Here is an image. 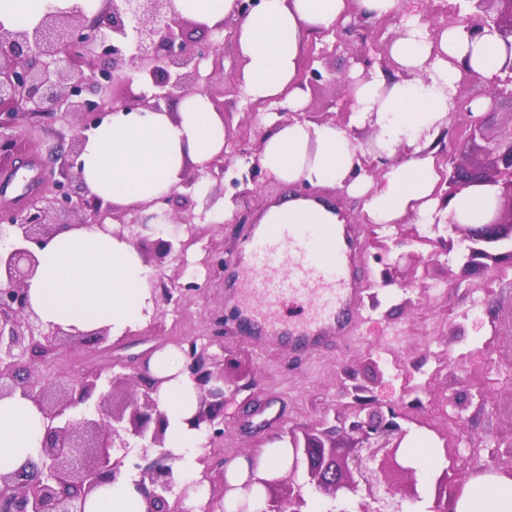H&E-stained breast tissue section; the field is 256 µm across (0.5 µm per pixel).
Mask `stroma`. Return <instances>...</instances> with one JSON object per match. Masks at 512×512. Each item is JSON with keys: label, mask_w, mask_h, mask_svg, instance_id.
<instances>
[{"label": "stroma", "mask_w": 512, "mask_h": 512, "mask_svg": "<svg viewBox=\"0 0 512 512\" xmlns=\"http://www.w3.org/2000/svg\"><path fill=\"white\" fill-rule=\"evenodd\" d=\"M393 20L354 19L332 31L311 34L303 52L304 68L325 79L305 85L303 119L349 127L358 149L376 138L374 128L350 126L347 82L352 75L378 73L396 77L389 54ZM239 59L232 39H225L219 66L204 64L200 73L222 93L229 132L223 178H210V201L231 203L228 216L198 201L172 205L179 222L162 225L164 237L185 243L181 254L159 259L151 240L132 244L148 267L154 311L147 323L105 341L83 336L78 347L67 337L55 339L51 358L34 368L49 383L55 399L89 371L116 377L113 405L139 391V376L159 349L186 347L196 341L219 355L226 379L224 434L201 448L210 480L207 512H224V464L245 453L275 446L285 432L317 434L335 417L352 418L366 402L388 403L404 415L405 446L423 441L435 460L418 468L417 488L431 505L439 484L458 495L473 475L512 469V268L492 266L466 276L457 251L447 248L440 232L410 214L395 224L372 223L364 200L329 191L340 217L363 227L360 249L368 286L356 323V340L343 350L294 353L273 342L246 343L224 315V279L216 272L269 205L306 192L305 184L286 185L262 167H249L260 154L268 119L266 105L247 100L234 80ZM472 86H465L433 146L439 175L434 195L442 197L456 147L465 135L462 112L468 111ZM23 155L46 164L48 154L68 144L72 117L21 118ZM274 400L277 426H262L258 404Z\"/></svg>", "instance_id": "stroma-1"}]
</instances>
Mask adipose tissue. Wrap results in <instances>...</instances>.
<instances>
[{
    "label": "adipose tissue",
    "instance_id": "obj_1",
    "mask_svg": "<svg viewBox=\"0 0 512 512\" xmlns=\"http://www.w3.org/2000/svg\"><path fill=\"white\" fill-rule=\"evenodd\" d=\"M401 0H262L261 6L232 31L240 68L235 80L252 101L294 112V120L270 124L259 160L285 184L345 191L364 197V209L376 224H393L408 214L429 220L438 201L437 175L429 152L448 111L449 94L464 72L484 81L498 76L506 46L496 34L470 36L451 24L431 35L421 14L402 11ZM106 0H0V26L30 29L46 15L71 8L94 16ZM176 13L199 29L223 26L234 0H174ZM357 12L373 20L395 22L389 53L402 76L355 78L350 97L352 123L371 122L380 147L393 152L410 148L405 160L391 165L380 181L358 174L357 147L348 130L332 123L297 120L306 107L300 65L307 37L336 26ZM224 117L201 94L184 96L176 111L139 109L105 118L89 134L78 161L86 186L119 207H131L179 193L187 170L205 174L226 150ZM495 201L486 187H467L448 206L460 224H485ZM264 223L335 224L336 213L294 200L271 206ZM38 267L27 284L29 303L49 327L75 332L102 328L121 336L144 324L152 309L150 273L127 239L95 224L68 228L36 252ZM148 372L158 382L156 397L169 426L167 446L176 455L179 482L192 486L184 505L205 512L208 505L204 467L196 450L203 432L186 421L199 405L198 388L185 366L182 350L153 353ZM46 420L22 395L0 399V475L36 461ZM289 449L272 447L240 456L224 467L228 490L224 512H260L263 480L283 475ZM86 512H145L146 503L132 478L102 487L85 505ZM454 512H512V476L471 477L454 504Z\"/></svg>",
    "mask_w": 512,
    "mask_h": 512
}]
</instances>
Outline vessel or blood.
<instances>
[{
  "label": "vessel or blood",
  "instance_id": "vessel-or-blood-1",
  "mask_svg": "<svg viewBox=\"0 0 512 512\" xmlns=\"http://www.w3.org/2000/svg\"><path fill=\"white\" fill-rule=\"evenodd\" d=\"M359 226L267 224L244 238L224 268V295L236 311L240 338L268 339L309 352L345 345L363 283Z\"/></svg>",
  "mask_w": 512,
  "mask_h": 512
}]
</instances>
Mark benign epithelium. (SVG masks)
I'll return each instance as SVG.
<instances>
[{"instance_id":"1","label":"benign epithelium","mask_w":512,"mask_h":512,"mask_svg":"<svg viewBox=\"0 0 512 512\" xmlns=\"http://www.w3.org/2000/svg\"><path fill=\"white\" fill-rule=\"evenodd\" d=\"M472 10L455 15L451 23L474 36L484 29L496 33L507 48L502 83L512 85V0H468ZM193 22L175 15L173 0H111V6L89 18L81 11L46 15L32 29L10 30L0 25V161L15 163L22 150L12 133L27 115L62 113L76 118L68 159L48 166L49 189L19 206L0 203V221L10 228V241L0 247V398L17 391L31 399L47 420L38 460L0 475V512H85L89 496L107 484L136 473L137 489L147 512H170L169 497L182 498L174 469L175 457L164 450L168 419L159 408L156 382L145 375L143 390L128 396L119 407L110 406L116 379L85 375L65 396L50 403L46 388L30 381L29 365L54 351L52 338L66 334L60 327H44L31 309L27 283L36 271V249L63 228L82 224L105 226L116 221L130 232L140 226L138 213L151 206L153 217L170 220L172 198L153 200L118 210L91 193L81 178L78 158L87 132L113 112L139 108L162 110L175 92L212 97L208 86L198 84L200 66L213 59L219 65L220 43L194 41ZM131 87L108 96L115 85ZM469 134L456 149L448 180L449 202L461 189L473 185L492 189L493 219L486 224H456L461 233L466 267L505 258L512 261V128L497 136L483 132V120L467 113ZM186 368L201 392L198 412L190 427L207 432L208 440L224 434V368L217 355L197 348L185 350ZM98 396V418L76 419L70 410ZM402 414L377 404L361 408L349 424L352 443L341 455L336 442L338 427L318 436L299 438L290 430L280 437L292 449L293 460L281 477L264 480L265 490L288 485L283 498L266 495L260 512H305L302 486L295 482L306 466L309 482L330 496L331 512H409L407 505L422 501L416 468L402 442L407 434ZM139 449L135 457L130 450ZM120 453L114 457V453Z\"/></svg>"}]
</instances>
